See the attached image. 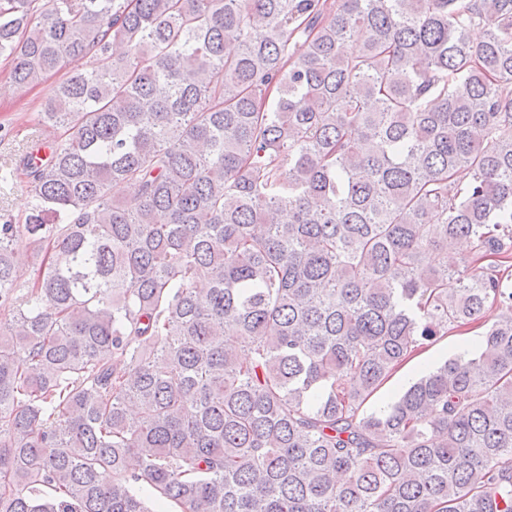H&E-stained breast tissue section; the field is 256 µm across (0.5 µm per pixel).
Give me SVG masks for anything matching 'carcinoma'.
Masks as SVG:
<instances>
[{
	"mask_svg": "<svg viewBox=\"0 0 512 512\" xmlns=\"http://www.w3.org/2000/svg\"><path fill=\"white\" fill-rule=\"evenodd\" d=\"M0 58L65 134L0 213V512H512V0H0ZM470 333L459 335L458 332H449L448 336H444L432 344L426 342L424 345L425 348H423L416 357L424 354L429 355L427 366L433 367L436 363L446 358L447 356L453 355L462 350V344L458 343L457 341L464 340ZM413 360V359H412ZM411 360V361H412ZM409 361V362H411ZM408 362V363H409ZM406 363L405 365H407ZM403 365L400 369H398L389 382L385 384L368 402L367 407L370 409L379 408L380 406L386 405L399 391L404 389L410 382L414 381L424 370V366L421 365L417 368L416 374L411 376L409 379L404 381H393L397 373L405 366ZM420 372V373H419Z\"/></svg>",
	"mask_w": 512,
	"mask_h": 512,
	"instance_id": "1",
	"label": "carcinoma"
}]
</instances>
